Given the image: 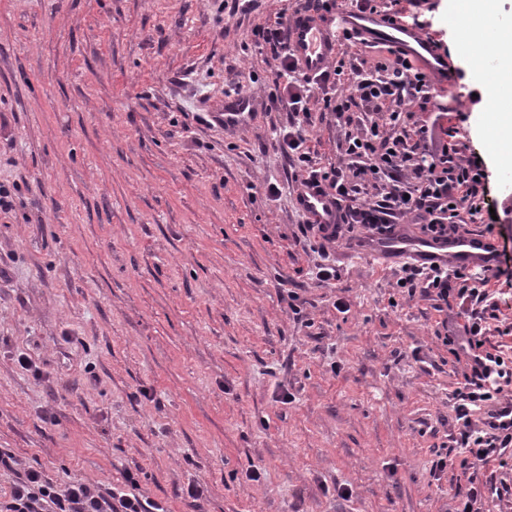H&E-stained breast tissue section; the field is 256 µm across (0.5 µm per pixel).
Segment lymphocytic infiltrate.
<instances>
[{
  "mask_svg": "<svg viewBox=\"0 0 512 512\" xmlns=\"http://www.w3.org/2000/svg\"><path fill=\"white\" fill-rule=\"evenodd\" d=\"M286 21V14L278 13L258 36L278 77L270 105L290 113L277 143L299 168L296 190L317 188L333 198L338 212L333 229L301 227L320 258L317 278L337 279L328 246L354 231L363 246L394 236L405 224L417 226L424 241L469 236L484 201L482 164L467 156L457 127L424 124L409 109L414 103L417 111H427L436 96L435 80L406 53L392 49L365 68L347 67L339 59L306 74L289 48ZM347 70L354 79L348 94L341 95L336 82ZM316 96L347 127L344 159L328 167L315 164L307 145L314 124L309 104ZM401 279L408 296L430 298L436 311L457 300L463 320L465 345L452 334L441 338L449 354L464 356L465 366L452 392L453 456L435 465L442 472L450 461L458 463L464 485L456 490L454 512H485L488 503H512V356L489 338V322L498 310L491 279L451 263L411 262L402 265ZM138 488V475L130 470L123 483L106 487L81 478L61 483L30 468L18 475L8 499L0 500V512H169L164 502Z\"/></svg>",
  "mask_w": 512,
  "mask_h": 512,
  "instance_id": "lymphocytic-infiltrate-1",
  "label": "lymphocytic infiltrate"
}]
</instances>
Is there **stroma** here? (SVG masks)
<instances>
[{"mask_svg":"<svg viewBox=\"0 0 512 512\" xmlns=\"http://www.w3.org/2000/svg\"><path fill=\"white\" fill-rule=\"evenodd\" d=\"M219 3L0 0V183L14 189L0 213V449L56 480L135 471L169 512H451L456 482L433 466L457 429L456 377L435 332L461 320L402 293L400 260L354 243L331 253L338 280L315 279L276 141L288 113L263 109L275 74L255 37L292 0H240L231 16ZM435 3L464 73L436 102L486 168L495 240H512L489 85L450 0ZM236 90L254 114L228 126ZM311 106L325 165L339 129Z\"/></svg>","mask_w":512,"mask_h":512,"instance_id":"35a3bbf8","label":"stroma"}]
</instances>
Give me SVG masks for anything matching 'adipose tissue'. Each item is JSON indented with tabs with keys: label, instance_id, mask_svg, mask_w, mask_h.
<instances>
[{
	"label": "adipose tissue",
	"instance_id": "obj_1",
	"mask_svg": "<svg viewBox=\"0 0 512 512\" xmlns=\"http://www.w3.org/2000/svg\"><path fill=\"white\" fill-rule=\"evenodd\" d=\"M457 13L480 20V29L472 31L470 38L478 53L489 61L495 73L492 84L494 95L512 92V24H485L492 10L491 0H455Z\"/></svg>",
	"mask_w": 512,
	"mask_h": 512
}]
</instances>
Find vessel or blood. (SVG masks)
<instances>
[{
	"mask_svg": "<svg viewBox=\"0 0 512 512\" xmlns=\"http://www.w3.org/2000/svg\"><path fill=\"white\" fill-rule=\"evenodd\" d=\"M336 27L359 32L368 42L403 50L429 72L440 87L453 90L458 85L455 67L413 26L392 25L381 16L355 15L341 8L336 12ZM287 31L290 48L308 74L320 72L335 59L336 40L318 12L309 10L295 15ZM300 207L313 223L332 224L336 221V209L331 199L317 189H307ZM381 250L399 257L411 256L422 262L441 264L449 261L489 272L494 271L498 263L496 244L484 238L467 237L436 245L392 239L383 242Z\"/></svg>",
	"mask_w": 512,
	"mask_h": 512,
	"instance_id": "vessel-or-blood-1",
	"label": "vessel or blood"
}]
</instances>
